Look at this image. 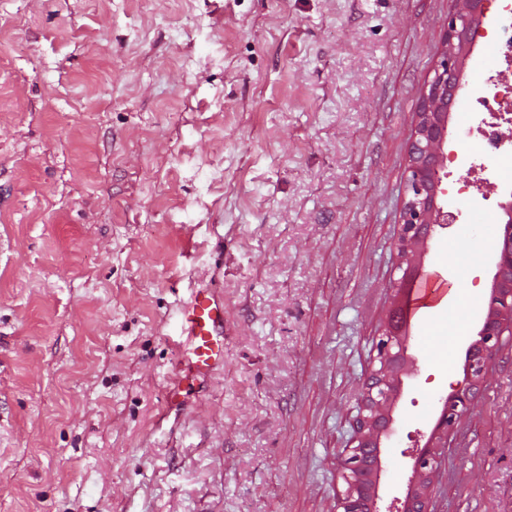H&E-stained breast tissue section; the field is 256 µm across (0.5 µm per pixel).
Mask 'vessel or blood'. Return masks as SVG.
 Returning <instances> with one entry per match:
<instances>
[{"mask_svg": "<svg viewBox=\"0 0 512 512\" xmlns=\"http://www.w3.org/2000/svg\"><path fill=\"white\" fill-rule=\"evenodd\" d=\"M452 279L439 272L423 277L411 291L409 310L417 314L437 308L453 288ZM185 338L182 364L193 378L210 375L224 364V301L212 289L194 291L180 318Z\"/></svg>", "mask_w": 512, "mask_h": 512, "instance_id": "b4317fda", "label": "vessel or blood"}]
</instances>
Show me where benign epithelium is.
<instances>
[{
	"label": "benign epithelium",
	"mask_w": 512,
	"mask_h": 512,
	"mask_svg": "<svg viewBox=\"0 0 512 512\" xmlns=\"http://www.w3.org/2000/svg\"><path fill=\"white\" fill-rule=\"evenodd\" d=\"M477 0H464V8L452 16L446 33V52L429 85L425 96L417 137L411 145L412 167L408 179L411 198L407 204L402 224L401 254L411 258L417 247L431 237L436 228L448 227V212L437 204V191L429 185H438L441 180V159L444 157V133L436 132V117L441 109L448 108V80L455 74L454 40L469 26L472 6ZM504 219V239L495 261V282L503 275L512 274V198L500 203ZM512 321V289L506 291L494 287L488 302L486 316L478 330L477 343L468 350V359L463 381L442 400L440 414L434 430L435 438L448 436L458 417L470 405L475 391L488 371L489 360L503 333V321ZM381 367L373 375L368 386L365 404L358 420L357 445L349 449L342 459V477L347 490L341 499V512H364L363 500L356 481L357 461L370 448L377 446L378 435L388 428L390 418L386 410L389 405L393 365L406 352V344L392 333L381 337L377 344ZM439 445L414 457L412 470L416 478L430 476L439 463ZM405 512H428L426 490L412 485L406 496Z\"/></svg>",
	"instance_id": "benign-epithelium-1"
}]
</instances>
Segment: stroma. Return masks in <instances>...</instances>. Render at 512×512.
<instances>
[{
  "label": "stroma",
  "instance_id": "1",
  "mask_svg": "<svg viewBox=\"0 0 512 512\" xmlns=\"http://www.w3.org/2000/svg\"><path fill=\"white\" fill-rule=\"evenodd\" d=\"M460 6L0 0V512H340L379 338L454 258L475 318L400 324L372 493L404 512L503 233L484 157L487 209L403 274L410 146ZM492 13L458 55L475 90ZM205 286L224 365L175 409L179 314ZM428 509L512 512L510 332Z\"/></svg>",
  "mask_w": 512,
  "mask_h": 512
}]
</instances>
